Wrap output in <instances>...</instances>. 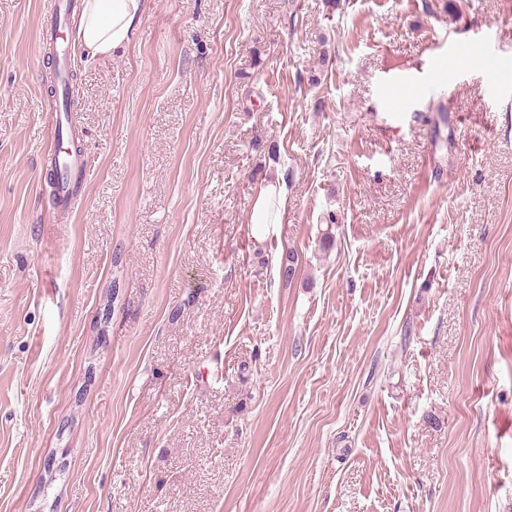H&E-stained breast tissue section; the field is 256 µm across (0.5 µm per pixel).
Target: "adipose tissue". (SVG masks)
Segmentation results:
<instances>
[{
  "mask_svg": "<svg viewBox=\"0 0 512 512\" xmlns=\"http://www.w3.org/2000/svg\"><path fill=\"white\" fill-rule=\"evenodd\" d=\"M146 8L147 0H83L77 23L80 44L91 54L103 57L124 48ZM287 205L288 196L281 183L260 185L252 200V224L280 223Z\"/></svg>",
  "mask_w": 512,
  "mask_h": 512,
  "instance_id": "1",
  "label": "adipose tissue"
}]
</instances>
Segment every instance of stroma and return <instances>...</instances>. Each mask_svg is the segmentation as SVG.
<instances>
[{"instance_id": "35a3bbf8", "label": "stroma", "mask_w": 512, "mask_h": 512, "mask_svg": "<svg viewBox=\"0 0 512 512\" xmlns=\"http://www.w3.org/2000/svg\"><path fill=\"white\" fill-rule=\"evenodd\" d=\"M49 21L0 0V512H512V0H149L64 215ZM483 52L482 64L479 71L487 87L490 90H495L499 86L498 70L501 57L494 47L486 48ZM287 205L288 196L281 181L260 185L252 200L251 224L266 226L280 223Z\"/></svg>"}]
</instances>
